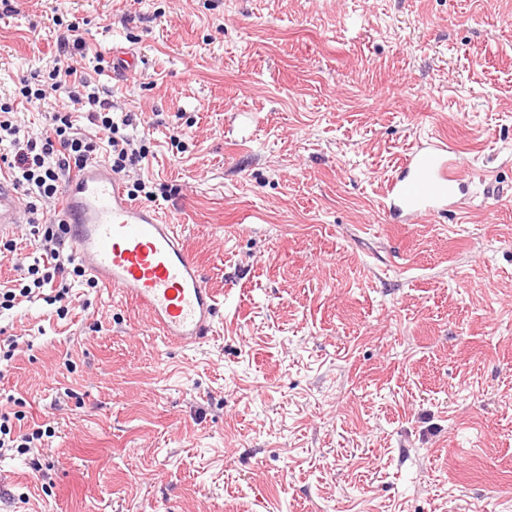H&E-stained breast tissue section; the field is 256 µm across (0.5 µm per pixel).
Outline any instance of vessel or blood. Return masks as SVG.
I'll return each instance as SVG.
<instances>
[{
    "label": "vessel or blood",
    "instance_id": "1",
    "mask_svg": "<svg viewBox=\"0 0 512 512\" xmlns=\"http://www.w3.org/2000/svg\"><path fill=\"white\" fill-rule=\"evenodd\" d=\"M466 180L457 147L429 137L388 179L383 210L395 224L460 211ZM27 209L23 194L0 178L1 239L18 233ZM52 221L85 274L136 303L164 340L189 347L214 336L222 302L181 231L157 207L134 202L105 162H87L66 181Z\"/></svg>",
    "mask_w": 512,
    "mask_h": 512
}]
</instances>
